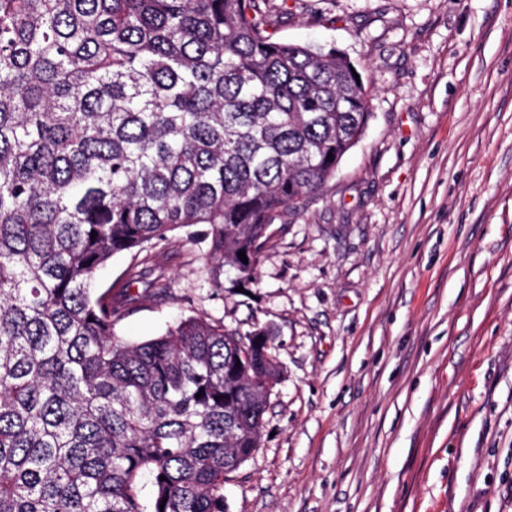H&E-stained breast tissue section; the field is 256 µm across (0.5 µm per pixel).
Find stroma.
I'll return each mask as SVG.
<instances>
[{
	"instance_id": "obj_1",
	"label": "stroma",
	"mask_w": 512,
	"mask_h": 512,
	"mask_svg": "<svg viewBox=\"0 0 512 512\" xmlns=\"http://www.w3.org/2000/svg\"><path fill=\"white\" fill-rule=\"evenodd\" d=\"M278 39L336 47L370 119L248 292L206 244L131 287L128 343L201 314L282 367L224 512H512V0H287Z\"/></svg>"
}]
</instances>
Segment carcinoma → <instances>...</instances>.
<instances>
[{
	"mask_svg": "<svg viewBox=\"0 0 512 512\" xmlns=\"http://www.w3.org/2000/svg\"><path fill=\"white\" fill-rule=\"evenodd\" d=\"M287 15L0 0V512H145V474L152 512H224V463L253 456L281 377L270 332L114 325L128 286L167 293L185 241L216 287L254 283L270 227L361 139L368 84L334 46L275 39ZM123 253L124 288L99 290Z\"/></svg>",
	"mask_w": 512,
	"mask_h": 512,
	"instance_id": "cac0c4a2",
	"label": "carcinoma"
}]
</instances>
